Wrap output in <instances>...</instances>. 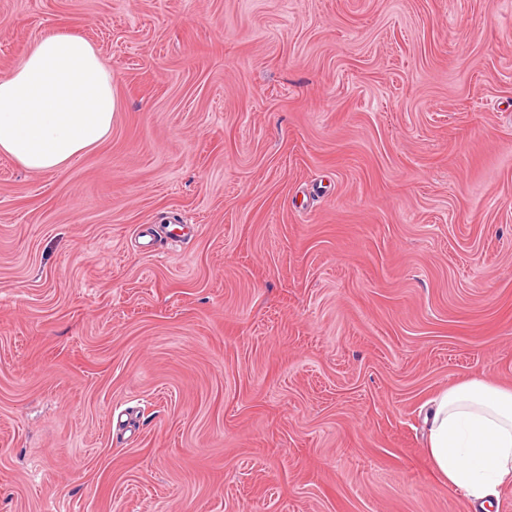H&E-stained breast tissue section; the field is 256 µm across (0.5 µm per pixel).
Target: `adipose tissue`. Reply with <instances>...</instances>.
I'll return each mask as SVG.
<instances>
[{
    "instance_id": "ef3b65f1",
    "label": "adipose tissue",
    "mask_w": 512,
    "mask_h": 512,
    "mask_svg": "<svg viewBox=\"0 0 512 512\" xmlns=\"http://www.w3.org/2000/svg\"><path fill=\"white\" fill-rule=\"evenodd\" d=\"M119 109L115 79L82 37L50 33L0 75V154L57 172L103 141ZM440 480L475 502L512 483V389L473 377L442 390L426 416Z\"/></svg>"
}]
</instances>
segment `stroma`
Returning <instances> with one entry per match:
<instances>
[{"label":"stroma","instance_id":"35a3bbf8","mask_svg":"<svg viewBox=\"0 0 512 512\" xmlns=\"http://www.w3.org/2000/svg\"><path fill=\"white\" fill-rule=\"evenodd\" d=\"M120 109L0 155V512H476L423 405L512 388V0H0Z\"/></svg>","mask_w":512,"mask_h":512}]
</instances>
